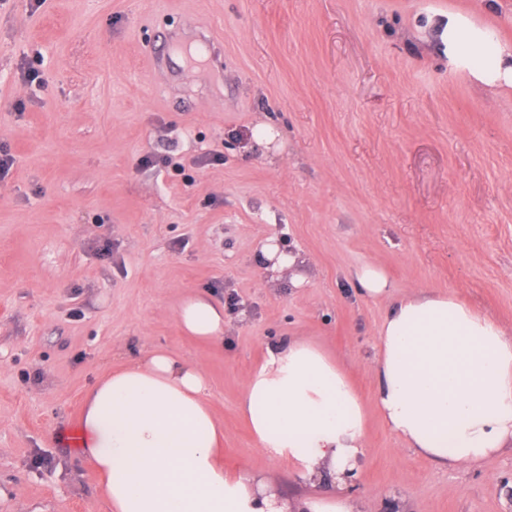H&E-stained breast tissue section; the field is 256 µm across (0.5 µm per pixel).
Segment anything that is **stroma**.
Here are the masks:
<instances>
[{
    "label": "stroma",
    "instance_id": "obj_1",
    "mask_svg": "<svg viewBox=\"0 0 512 512\" xmlns=\"http://www.w3.org/2000/svg\"><path fill=\"white\" fill-rule=\"evenodd\" d=\"M452 11L512 41V0H0V512H104L70 436L92 384L155 345L204 368L225 469L301 503L239 399L268 344L305 341L372 404L386 303L363 263L512 328V93L449 65ZM185 28L219 72L156 69ZM272 239L299 258L280 280ZM199 293L223 343L176 321ZM350 492L359 512H512V450L440 469L371 411Z\"/></svg>",
    "mask_w": 512,
    "mask_h": 512
}]
</instances>
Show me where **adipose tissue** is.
<instances>
[{
    "label": "adipose tissue",
    "mask_w": 512,
    "mask_h": 512,
    "mask_svg": "<svg viewBox=\"0 0 512 512\" xmlns=\"http://www.w3.org/2000/svg\"><path fill=\"white\" fill-rule=\"evenodd\" d=\"M450 62L483 86L512 89V43L452 13ZM362 292L388 300L376 335L374 405L408 448L445 469L512 447V331L453 293L418 287L394 297L376 265L357 268ZM203 340H224V313L204 295L176 313ZM203 369L145 352L88 389L77 446L103 488L106 512H288L260 476L224 471L222 426ZM239 408L258 447L288 462L315 495L306 512H355L346 495L365 456L366 408L335 360L304 341L271 344Z\"/></svg>",
    "instance_id": "ef3b65f1"
}]
</instances>
